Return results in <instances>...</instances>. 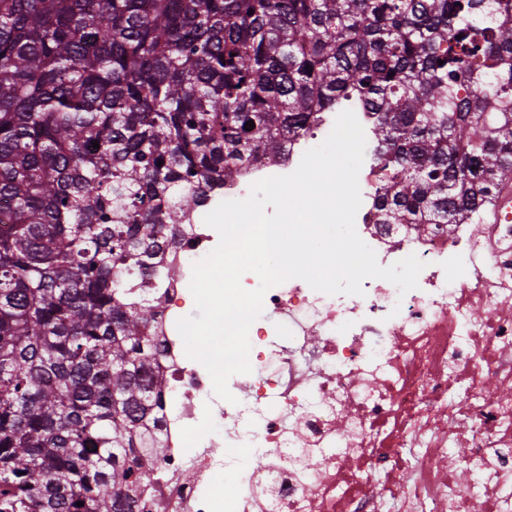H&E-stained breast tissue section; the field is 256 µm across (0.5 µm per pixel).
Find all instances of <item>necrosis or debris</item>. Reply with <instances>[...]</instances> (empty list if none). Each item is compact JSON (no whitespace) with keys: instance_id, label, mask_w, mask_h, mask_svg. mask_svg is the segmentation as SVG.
Returning a JSON list of instances; mask_svg holds the SVG:
<instances>
[{"instance_id":"1","label":"necrosis or debris","mask_w":512,"mask_h":512,"mask_svg":"<svg viewBox=\"0 0 512 512\" xmlns=\"http://www.w3.org/2000/svg\"><path fill=\"white\" fill-rule=\"evenodd\" d=\"M335 119L322 113L279 164L242 166L225 199L292 173ZM378 179L359 172L356 231L381 266L423 260L417 288L403 294L380 278L364 280L360 296L298 278L270 288L249 330L252 371L230 382L235 404L186 358L176 328L212 229L182 225L165 248L159 265L175 277L144 290L164 383L160 476L140 496L145 512H381L391 497L401 512H512V397L500 391L512 385V205L490 207L475 228L379 224ZM237 447L255 466H236Z\"/></svg>"}]
</instances>
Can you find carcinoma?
I'll list each match as a JSON object with an SVG mask.
<instances>
[{"instance_id": "cac0c4a2", "label": "carcinoma", "mask_w": 512, "mask_h": 512, "mask_svg": "<svg viewBox=\"0 0 512 512\" xmlns=\"http://www.w3.org/2000/svg\"><path fill=\"white\" fill-rule=\"evenodd\" d=\"M351 98L379 223H475L512 181V0H0V512H118L156 478L138 290ZM347 109L355 113L365 130L368 127L369 116L368 112H365L360 106L355 108L348 104L339 106L336 112H320L322 115L317 121L316 128L311 133L293 141H288L282 162L277 165H267L260 161H253L242 166L239 178L232 183L224 184V201L245 198L249 193L250 186L260 179L292 173L298 167L303 154L312 148L323 128L329 124L334 126L337 115Z\"/></svg>"}]
</instances>
